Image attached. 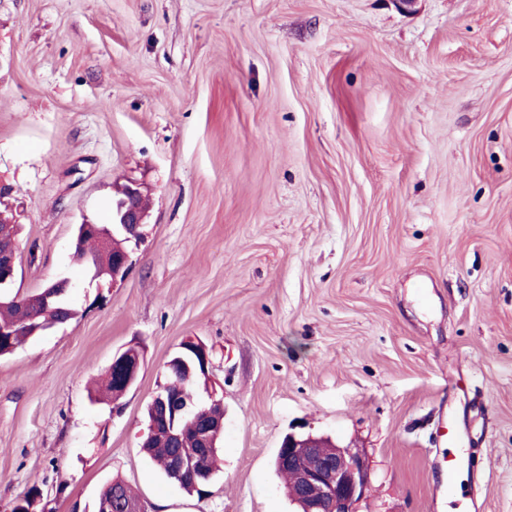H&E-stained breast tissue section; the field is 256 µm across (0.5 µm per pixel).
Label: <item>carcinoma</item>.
Listing matches in <instances>:
<instances>
[{"mask_svg": "<svg viewBox=\"0 0 512 512\" xmlns=\"http://www.w3.org/2000/svg\"><path fill=\"white\" fill-rule=\"evenodd\" d=\"M120 250V246L114 247L101 245L89 233L82 240V245L75 248V257L84 264L91 263L102 271L112 270V251ZM68 319L76 316V310L71 306L67 297L51 300L47 303L36 298V293L15 292L0 296V328L6 327L11 332L6 336L0 335V357L13 354L28 338L34 336L36 327L49 328L59 321L62 315ZM178 356L182 362L174 367L166 368L164 383L168 390L177 395H184L196 399L200 397L201 388L207 386L208 378L205 371L199 365V357L193 351L180 350ZM120 376L114 368H109L107 381L102 390L94 397L98 403H107L118 400L124 393L119 384ZM201 417L217 422L224 420V402L221 399L204 401L198 407ZM147 422L155 423L152 434L146 436L142 448L146 455L155 461L165 476L171 473V458L174 448V434L170 433L166 424L155 417L152 409H147ZM177 435L181 436L182 448L185 453L197 455L198 469L203 473L214 475L218 448H212L203 454H196L199 446L196 436L199 431V420L193 416L176 419ZM177 484L189 495L199 496L208 494L210 481L196 476V472H190L177 478ZM120 489L122 497L127 503H136L138 499L131 488L122 480L113 478L100 488L97 503L112 504V512H121L115 503L114 490Z\"/></svg>", "mask_w": 512, "mask_h": 512, "instance_id": "obj_1", "label": "carcinoma"}]
</instances>
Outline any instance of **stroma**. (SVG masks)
Wrapping results in <instances>:
<instances>
[{"instance_id": "35a3bbf8", "label": "stroma", "mask_w": 512, "mask_h": 512, "mask_svg": "<svg viewBox=\"0 0 512 512\" xmlns=\"http://www.w3.org/2000/svg\"><path fill=\"white\" fill-rule=\"evenodd\" d=\"M129 179L148 216L99 288L75 227ZM0 184L16 289L79 311L0 359V512H95L115 476L146 512H293L291 432L361 453L354 512H512V0H0ZM187 340L224 401L200 498L141 451ZM134 349L135 350L125 349L115 354L112 359V364L109 367L106 384L94 397V401L98 403L113 402L123 395L124 389L119 384L120 376L116 370L112 368L113 366L117 368L122 375L126 392L135 384L141 367V357H138L137 349ZM127 351L133 353L134 357L138 358H131L130 355L127 354Z\"/></svg>"}]
</instances>
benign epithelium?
Masks as SVG:
<instances>
[{"instance_id":"7a95c632","label":"benign epithelium","mask_w":512,"mask_h":512,"mask_svg":"<svg viewBox=\"0 0 512 512\" xmlns=\"http://www.w3.org/2000/svg\"><path fill=\"white\" fill-rule=\"evenodd\" d=\"M147 197L142 183L126 181L121 196L112 204V229L85 221L78 225L77 235L85 236L94 229L102 244L137 240L148 213ZM129 259L130 252L124 247L113 255L110 282L125 276ZM17 272L18 251L0 253V289L10 287ZM112 366L118 369L129 389L137 380L141 359L130 357L124 350L115 354ZM277 460L295 475L298 494L291 498L294 512H353L366 489L367 474L361 456L329 437L290 433L278 449Z\"/></svg>"}]
</instances>
